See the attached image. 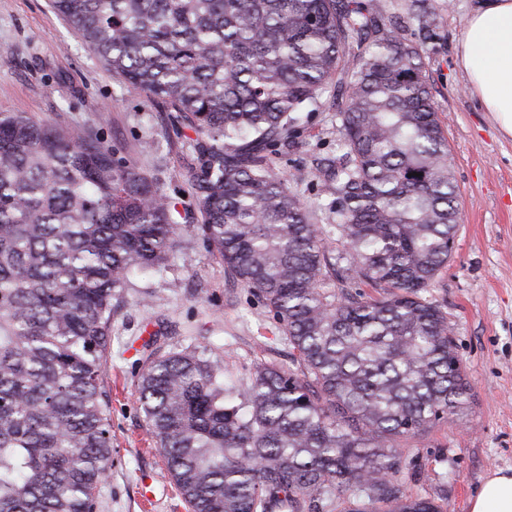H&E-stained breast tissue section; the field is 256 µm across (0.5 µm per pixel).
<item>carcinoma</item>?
I'll list each match as a JSON object with an SVG mask.
<instances>
[{
    "instance_id": "cac0c4a2",
    "label": "carcinoma",
    "mask_w": 512,
    "mask_h": 512,
    "mask_svg": "<svg viewBox=\"0 0 512 512\" xmlns=\"http://www.w3.org/2000/svg\"><path fill=\"white\" fill-rule=\"evenodd\" d=\"M51 4L195 132L210 252L290 348L237 386L208 346L144 344L138 399L188 512H445L401 477L400 442L471 391L446 315L423 297L448 265L457 203L404 22L381 0ZM328 94L339 150L320 162L336 215L324 227L272 156ZM176 212L93 131L0 113V512H95L112 467V318L132 272L166 268L190 231ZM341 275L377 296L330 287Z\"/></svg>"
}]
</instances>
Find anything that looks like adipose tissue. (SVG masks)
I'll return each instance as SVG.
<instances>
[{
    "label": "adipose tissue",
    "mask_w": 512,
    "mask_h": 512,
    "mask_svg": "<svg viewBox=\"0 0 512 512\" xmlns=\"http://www.w3.org/2000/svg\"><path fill=\"white\" fill-rule=\"evenodd\" d=\"M456 59L484 110L512 137V0H479ZM470 512H512V471L493 472L471 500Z\"/></svg>",
    "instance_id": "ef3b65f1"
}]
</instances>
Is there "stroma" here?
<instances>
[{
    "mask_svg": "<svg viewBox=\"0 0 512 512\" xmlns=\"http://www.w3.org/2000/svg\"><path fill=\"white\" fill-rule=\"evenodd\" d=\"M437 29L424 62L448 139L458 215L447 267L426 291L453 330L471 384L460 415L402 443L411 495L469 512L487 477L512 469V139L484 112L456 62L473 0H427ZM22 112L70 133L95 129L104 146L156 177L177 210L193 208L188 180L195 133L167 104L113 76L50 0H0V113ZM331 105L308 118L299 144L278 156L304 201L315 203L318 159L335 156ZM112 322V467L96 512H186L153 448L135 389L133 344L149 334L170 347L219 348L238 381L264 354L289 358L263 302L236 283L200 231L184 235L168 267L140 275Z\"/></svg>",
    "mask_w": 512,
    "mask_h": 512,
    "instance_id": "stroma-1",
    "label": "stroma"
}]
</instances>
